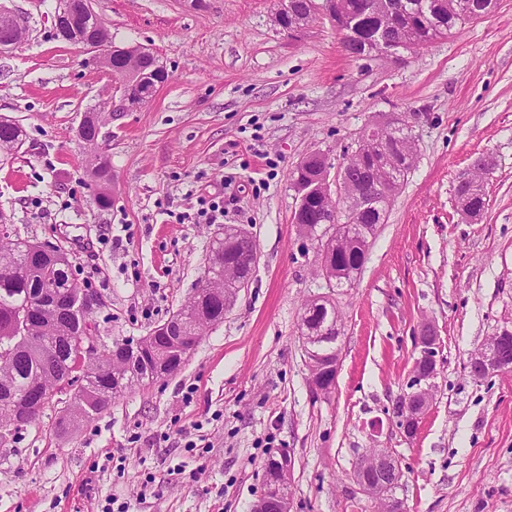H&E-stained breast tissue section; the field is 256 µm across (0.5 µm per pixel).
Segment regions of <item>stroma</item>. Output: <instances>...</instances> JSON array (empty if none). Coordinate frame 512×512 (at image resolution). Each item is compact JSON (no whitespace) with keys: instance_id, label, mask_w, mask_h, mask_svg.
Listing matches in <instances>:
<instances>
[{"instance_id":"1","label":"stroma","mask_w":512,"mask_h":512,"mask_svg":"<svg viewBox=\"0 0 512 512\" xmlns=\"http://www.w3.org/2000/svg\"><path fill=\"white\" fill-rule=\"evenodd\" d=\"M28 16L0 53V116L25 130L0 161V210L20 237L61 247L105 344L136 340L180 308L224 221L260 252L249 288L182 369L135 387L80 429L56 423L73 392L0 446V512H252L269 456L293 460L291 512H375L353 472L395 455L407 512H512V372L468 374L470 354L512 323V0L398 56L347 55L328 19L287 33L277 0H93L116 45L168 72L118 113L98 151L112 177L99 206L76 129L112 79L52 34L56 0H0ZM409 114L416 163L351 287L334 390L309 383L300 318L324 293L316 246L292 222V171L313 151L341 167L363 127ZM479 156L487 206L461 215L454 189ZM441 338L434 400L415 437L394 408L420 325Z\"/></svg>"}]
</instances>
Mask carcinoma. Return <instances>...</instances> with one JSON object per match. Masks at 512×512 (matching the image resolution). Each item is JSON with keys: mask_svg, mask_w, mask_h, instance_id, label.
Instances as JSON below:
<instances>
[{"mask_svg": "<svg viewBox=\"0 0 512 512\" xmlns=\"http://www.w3.org/2000/svg\"><path fill=\"white\" fill-rule=\"evenodd\" d=\"M353 15L370 20L385 12L390 0H346ZM440 0H408L411 11L419 23L422 43H429L445 37L458 25L452 14L441 9ZM28 31V20L24 16L0 7V40L7 41ZM140 63L123 47L113 49L112 64L115 67H132ZM411 135L404 125H389L373 143L367 164L385 183L386 192L370 197V207L363 211L357 221L348 216L333 214L331 206L321 201L310 204L311 219L300 225L321 227L318 245H325V238L331 234L336 238L348 237L352 243L349 251L342 256V267L330 288H344L352 284L368 259V242L365 241L360 225L377 232L385 223L391 198L405 181L412 166L388 164L387 154L401 141ZM25 144L22 127L7 117H0V154L12 155ZM469 206L480 213L485 210L487 199L483 187L466 191ZM257 246L252 239L240 244L223 261L232 266L240 275L253 274L250 265L251 253ZM200 282L207 287H195L173 317L179 319L188 334L203 335L206 328L220 322V302L207 294V288L235 290L233 283H224V271L208 267ZM79 289L72 275V265L67 254L56 249V256L41 266L35 265L33 255L24 239H10L8 226H0V420L12 410L15 398L29 394L37 385L44 391L60 392L73 386L69 378L81 367L78 343L95 342L88 321L89 312L75 299ZM37 307L36 320L21 323L18 315ZM342 316L331 298L319 303H303L300 328L309 335L318 337L312 348L326 356L337 353V341L342 333ZM180 368L179 362L162 352L153 343L149 344L146 355L140 358H126L110 361L106 377L84 379L86 410L76 419L61 417L63 427L76 426L92 418L106 408L112 400L123 395L135 385L146 386Z\"/></svg>", "mask_w": 512, "mask_h": 512, "instance_id": "cac0c4a2", "label": "carcinoma"}]
</instances>
